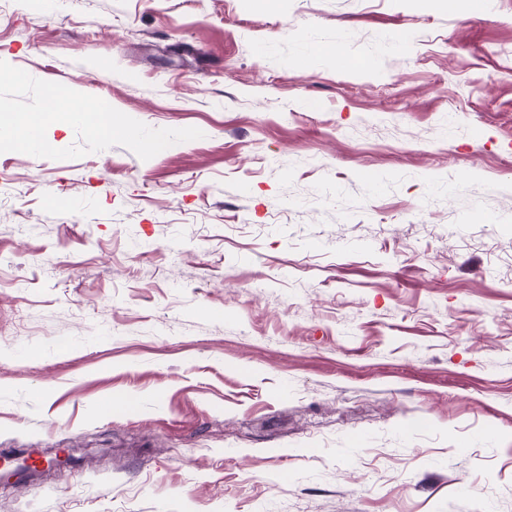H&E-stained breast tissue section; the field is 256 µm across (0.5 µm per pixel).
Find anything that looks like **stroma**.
<instances>
[{
	"label": "stroma",
	"mask_w": 512,
	"mask_h": 512,
	"mask_svg": "<svg viewBox=\"0 0 512 512\" xmlns=\"http://www.w3.org/2000/svg\"><path fill=\"white\" fill-rule=\"evenodd\" d=\"M50 87L139 136L0 142V512H512V0H0Z\"/></svg>",
	"instance_id": "obj_1"
}]
</instances>
